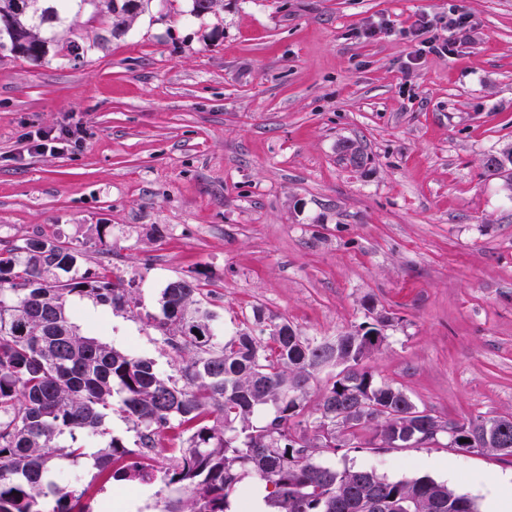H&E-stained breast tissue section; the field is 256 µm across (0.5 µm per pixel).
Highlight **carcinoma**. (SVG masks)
Segmentation results:
<instances>
[{"label": "carcinoma", "mask_w": 512, "mask_h": 512, "mask_svg": "<svg viewBox=\"0 0 512 512\" xmlns=\"http://www.w3.org/2000/svg\"><path fill=\"white\" fill-rule=\"evenodd\" d=\"M91 0H0V48L28 57L46 53L41 33L66 21L74 3ZM151 0H101L112 34L148 9ZM512 164V148L490 154L498 173ZM75 252L32 238L0 249V512H85L83 494L48 480L59 458L86 456L87 438L106 434L104 419L118 412L137 431L136 447L111 437L99 449V472L115 480L186 487L162 512H230V498L251 472L273 487L268 512H478L474 499L424 475L390 480L369 468L324 464L347 436L373 427L382 448L438 442L467 434L476 452L512 458V415L427 421L393 383L360 362L379 348L390 318L334 337L308 338L286 320L252 307V321L224 339L201 285L184 279L164 288L152 326L179 357L172 373L153 360L121 352L84 333L69 308L74 296L122 309L138 305L134 289L104 276H72ZM344 368L317 397L318 421L303 424L315 374ZM263 422L254 424L257 413ZM184 436L158 466L164 433Z\"/></svg>", "instance_id": "cac0c4a2"}]
</instances>
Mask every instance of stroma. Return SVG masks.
I'll list each match as a JSON object with an SVG mask.
<instances>
[{"mask_svg": "<svg viewBox=\"0 0 512 512\" xmlns=\"http://www.w3.org/2000/svg\"><path fill=\"white\" fill-rule=\"evenodd\" d=\"M152 0L113 35L84 5L38 59L0 49V245L48 238L78 272L135 288L138 306L70 304L83 332L177 363L147 321L176 279L199 281L225 336L254 305L307 337L390 316L362 362L435 416L512 415V0ZM470 15L447 55L360 30L420 13ZM73 41L83 59L64 55ZM419 63L410 72L401 65ZM80 129L79 147L35 151L36 132ZM363 157L347 160L348 149ZM484 504L472 471L512 459L437 444L379 448L372 428L329 456L391 480L431 475ZM58 485L90 512H161L178 488L113 481L85 459Z\"/></svg>", "mask_w": 512, "mask_h": 512, "instance_id": "obj_1", "label": "stroma"}]
</instances>
